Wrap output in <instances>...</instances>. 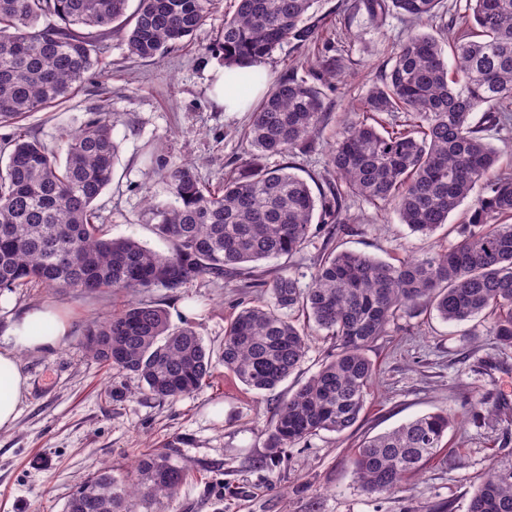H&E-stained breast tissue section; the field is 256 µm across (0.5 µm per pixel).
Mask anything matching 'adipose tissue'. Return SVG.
Listing matches in <instances>:
<instances>
[{
  "label": "adipose tissue",
  "mask_w": 512,
  "mask_h": 512,
  "mask_svg": "<svg viewBox=\"0 0 512 512\" xmlns=\"http://www.w3.org/2000/svg\"><path fill=\"white\" fill-rule=\"evenodd\" d=\"M45 322L53 323L51 332H39V325ZM65 333L64 325L57 323L55 314L45 307L25 312L10 327V346L0 349V431L14 426L19 416V406L28 388V379L23 376L18 365L17 351L54 349Z\"/></svg>",
  "instance_id": "obj_1"
}]
</instances>
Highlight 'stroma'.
<instances>
[{
  "mask_svg": "<svg viewBox=\"0 0 512 512\" xmlns=\"http://www.w3.org/2000/svg\"><path fill=\"white\" fill-rule=\"evenodd\" d=\"M351 2L316 0L315 11L323 18L317 42L298 50L282 46L265 71L272 82L317 57L321 46L350 50L340 82L325 89L329 116L315 153L293 161L299 175L318 186L327 176L325 161L337 130L354 119L359 99L407 32L406 23L394 17L379 30L360 14L343 26ZM228 4L216 0L204 29L152 60L131 58L124 33H113L102 44V74L90 76L82 91L60 106L23 120L26 130L57 152L63 128L106 105L118 144L112 183L98 200L109 237L132 236L157 251L167 249L146 211V192H163L160 181L146 176L147 150L163 147L167 155L193 164L213 186L243 158L240 134L250 115L224 111L212 95V73L221 60L208 45ZM347 214L338 248L392 263L458 240L456 214L430 237L411 233L393 210L380 212L356 199L349 201ZM323 241V235L313 234L300 252L262 267L307 287ZM145 297L166 310L172 325L191 323L217 358L230 320L270 295L239 278L199 281L175 292L154 288ZM123 302L112 292L42 287L0 294V349L8 346L12 322L35 306L51 307L67 327L55 349L17 354L29 387L14 427L0 431V512H62L88 472L102 464L130 468L151 447L167 444L191 479L164 512H431L448 500L454 512H466L469 495L489 466L512 454V418L487 409L492 402L512 409V348L493 344L490 320L456 326L429 310L399 314L365 350L377 377L357 424L341 434L320 432L273 455L267 432L277 399L318 369L333 351V339L321 331L309 336L304 362L274 391L250 390L219 368L202 389L162 400L140 391L136 376L100 365L84 350L85 321L112 313ZM437 411L451 421L444 451L408 477L398 495L364 493L351 464L362 441Z\"/></svg>",
  "mask_w": 512,
  "mask_h": 512,
  "instance_id": "1",
  "label": "stroma"
}]
</instances>
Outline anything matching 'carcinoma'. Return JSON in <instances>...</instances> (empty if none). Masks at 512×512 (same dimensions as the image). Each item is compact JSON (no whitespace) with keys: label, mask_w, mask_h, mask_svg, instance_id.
<instances>
[{"label":"carcinoma","mask_w":512,"mask_h":512,"mask_svg":"<svg viewBox=\"0 0 512 512\" xmlns=\"http://www.w3.org/2000/svg\"><path fill=\"white\" fill-rule=\"evenodd\" d=\"M0 0V123L16 125L0 166V292L76 288L136 294L179 290L206 278L246 276L269 288L272 302L243 308L224 330V369L255 391H271L303 363L309 331L335 337L336 351L280 400L268 432L276 453L322 431L342 433L364 410L376 377L365 349L402 310L430 308L448 323L493 317L491 336L512 347V170L494 172L491 142L512 133V0H465L457 29L442 0H358L375 28L396 16L410 25L363 97L357 118L340 127L325 165L327 190L313 191L292 166L265 159L313 152L328 117L322 87L338 79L344 57L316 58L307 76L290 72L267 87L244 132L246 158L212 189L195 167L167 155L153 169L172 197L145 203L159 253L134 237L108 238L95 202L112 183L118 146L105 108L59 134L64 156L19 125L31 112L67 101L87 75L102 70L97 40L127 30L130 54L162 56L202 29L214 0ZM315 0H233L208 49L228 83L263 80L250 70L285 44L318 39ZM47 16L56 24L40 25ZM406 121L378 128L380 115ZM479 112V120L473 114ZM393 209L411 232L433 235L470 200L456 244L397 264L338 251L349 223L347 201ZM326 241L308 287L285 273L263 280L260 262L290 257L313 235ZM288 311L303 314L298 323ZM96 362L136 375L160 399L200 389L213 376L212 355L186 323L132 301L84 326ZM450 421L419 416L365 441L352 458L368 493L395 495L407 476L440 454ZM188 471L170 449L141 454L130 469L102 466L81 480L63 512H158L175 500ZM467 512H512V455L496 460L472 491Z\"/></svg>","instance_id":"carcinoma-1"}]
</instances>
